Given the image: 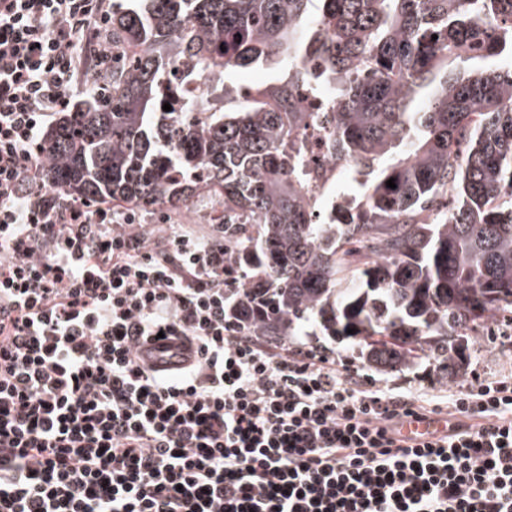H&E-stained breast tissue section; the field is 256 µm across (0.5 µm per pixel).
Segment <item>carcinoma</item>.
I'll use <instances>...</instances> for the list:
<instances>
[{
    "label": "carcinoma",
    "instance_id": "1",
    "mask_svg": "<svg viewBox=\"0 0 512 512\" xmlns=\"http://www.w3.org/2000/svg\"><path fill=\"white\" fill-rule=\"evenodd\" d=\"M310 2L112 10L123 57L47 129L35 184L139 213L209 196L227 258L263 291L240 312L254 335L288 342L307 324L383 367L462 371L448 343L421 338L512 313V0H319L312 18ZM178 56L215 90L224 73L263 61L286 59L294 74L230 112L207 97L162 112ZM461 57L483 66L448 69ZM314 76L335 111H305ZM324 123L327 156L366 187L332 224L306 202L319 173L304 136Z\"/></svg>",
    "mask_w": 512,
    "mask_h": 512
}]
</instances>
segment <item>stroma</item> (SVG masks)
I'll use <instances>...</instances> for the list:
<instances>
[{"mask_svg": "<svg viewBox=\"0 0 512 512\" xmlns=\"http://www.w3.org/2000/svg\"><path fill=\"white\" fill-rule=\"evenodd\" d=\"M291 72L288 63L260 64L249 69L225 73L224 84L229 96L220 98V105L233 106L238 99L236 89L248 85H268L287 80ZM211 202L204 197L194 198L188 210L181 214L158 213L136 215V223L146 225L153 233H161L168 224H182L201 234L210 235L214 227L208 224ZM295 346L309 350L319 348L335 357L337 368L354 373L359 384H371L397 394L426 393L432 404L445 407L450 395L463 387L512 374V321L496 316L484 321L478 333L468 340L467 365L464 376L444 377L436 363L421 364L400 371L383 372L369 367L360 357L352 341L327 336L298 335Z\"/></svg>", "mask_w": 512, "mask_h": 512, "instance_id": "obj_1", "label": "stroma"}]
</instances>
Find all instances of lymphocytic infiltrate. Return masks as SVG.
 Listing matches in <instances>:
<instances>
[{
  "instance_id": "f902f5d3",
  "label": "lymphocytic infiltrate",
  "mask_w": 512,
  "mask_h": 512,
  "mask_svg": "<svg viewBox=\"0 0 512 512\" xmlns=\"http://www.w3.org/2000/svg\"><path fill=\"white\" fill-rule=\"evenodd\" d=\"M110 0H0V512H512V377L422 396L357 385L231 315L224 239L50 202L32 149L112 52ZM174 338L173 371L141 344ZM448 429V417L429 415L427 417H409L399 425L400 435L409 441L428 440Z\"/></svg>"
}]
</instances>
